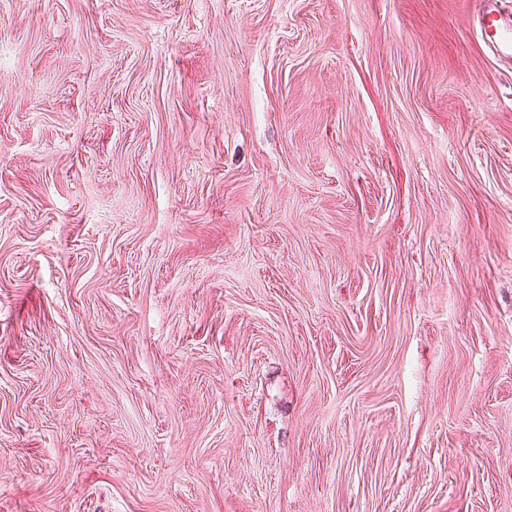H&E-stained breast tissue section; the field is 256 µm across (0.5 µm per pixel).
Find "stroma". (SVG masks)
<instances>
[{"label": "stroma", "instance_id": "35a3bbf8", "mask_svg": "<svg viewBox=\"0 0 512 512\" xmlns=\"http://www.w3.org/2000/svg\"><path fill=\"white\" fill-rule=\"evenodd\" d=\"M473 13L0 0V512H512Z\"/></svg>", "mask_w": 512, "mask_h": 512}]
</instances>
